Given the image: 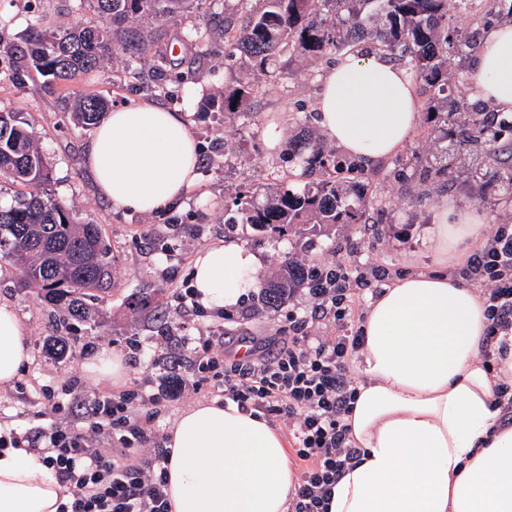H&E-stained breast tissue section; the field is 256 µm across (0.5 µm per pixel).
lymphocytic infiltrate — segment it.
<instances>
[{
  "label": "lymphocytic infiltrate",
  "mask_w": 512,
  "mask_h": 512,
  "mask_svg": "<svg viewBox=\"0 0 512 512\" xmlns=\"http://www.w3.org/2000/svg\"><path fill=\"white\" fill-rule=\"evenodd\" d=\"M466 279L484 284L488 325L484 361H491L497 337L512 333V225H496L489 243L470 256ZM342 263L317 268L307 285L312 318L288 317V335L272 351L227 359L203 338L202 354L189 378L172 377L165 389L133 388L112 397H82L76 383L46 391L49 421L0 435V448L48 453L57 481L67 487L60 512H169L164 492L168 451L156 434L155 419L186 389L210 387L213 394L283 423L296 457L305 465L288 512H325L332 485L358 456L344 422L357 395L348 372L359 333L326 339L308 333L310 321L343 322L352 311V286H365ZM80 402L83 422L65 420Z\"/></svg>",
  "instance_id": "obj_1"
}]
</instances>
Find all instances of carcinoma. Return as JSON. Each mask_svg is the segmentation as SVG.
Returning a JSON list of instances; mask_svg holds the SVG:
<instances>
[{"instance_id":"carcinoma-1","label":"carcinoma","mask_w":512,"mask_h":512,"mask_svg":"<svg viewBox=\"0 0 512 512\" xmlns=\"http://www.w3.org/2000/svg\"><path fill=\"white\" fill-rule=\"evenodd\" d=\"M95 19L70 26L33 28L21 45L0 44V55L19 61L18 68H33L48 78V88L81 74L101 69L116 54L145 58L154 41L149 28L178 24L195 0H80ZM244 25L224 23V40L234 42L262 69L285 49L320 55L337 49L348 37L371 35L384 50L397 55L426 85L448 91L443 82V56L448 48L477 49V43L461 40L448 27V14L466 0H263ZM254 92L251 86L236 88L224 96L226 112L240 111ZM107 102L85 95L71 106L74 120L95 125L107 112ZM512 126L482 120L474 122L467 138L486 153L504 151ZM305 167L320 179L301 191L282 183L263 188L266 201L257 205L253 196L233 200L228 223L248 224L259 231L280 234L298 224H361L370 207L363 186L344 176L359 165L324 152L309 142ZM0 178L21 182L30 191L8 207L0 206V261L13 266L24 284H34L55 304L82 306L89 291L103 286L112 252L101 226L81 224L73 211L43 189L48 169L27 129L21 112H0ZM278 273L261 282L258 300L276 311L294 288L304 283L312 266L291 257L277 261Z\"/></svg>"}]
</instances>
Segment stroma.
I'll return each mask as SVG.
<instances>
[{"mask_svg":"<svg viewBox=\"0 0 512 512\" xmlns=\"http://www.w3.org/2000/svg\"><path fill=\"white\" fill-rule=\"evenodd\" d=\"M89 17L77 0H0V42L20 43L40 22L68 25ZM244 18L238 0H200L157 43L172 49L175 70L158 74L152 60L120 56L50 92L39 74L16 73L14 60L0 56V112H24L48 164L46 191L83 221L100 225L112 250L111 278L90 299L89 321L72 316L66 306L47 303L39 288L20 285L17 270L0 262V304L10 305L24 325L31 353L22 376L0 386V425H36L44 409L42 388H59L68 378L87 395L118 393L120 387L87 375L84 342L122 353L123 385L153 392L171 374L190 372L199 339L210 330L222 331L225 351L240 353L253 344L267 346L287 330V312L311 314L313 303L303 287L273 314L253 293L222 310L177 300V293L191 287L192 264L207 247L231 241L251 250L265 277L274 271L276 258L285 255L316 266L346 263L354 274L373 280L371 288L354 294L360 319L384 282L437 269L432 233L441 202L478 211L490 226L512 225V196L484 187L485 174L496 166L493 158L446 135L464 125L476 107L466 80L472 58L453 51L446 78L448 98L458 102L459 111L435 109L429 92L419 91L420 119L411 140L358 176L372 202L365 223L303 224L280 237L226 223L224 209L238 191L282 180L296 189L311 184L301 159L288 158L285 148L305 135L321 139L315 104L322 75L337 58L333 51L285 54L259 69L243 56H229L224 47L225 22L238 24ZM511 22L512 0H499L492 12L485 0H468L453 19L460 32L481 37L490 26ZM198 24L206 27V37L185 40V32ZM243 84L258 89L246 109L222 110L223 93ZM88 93L113 106L134 97L151 99L185 114L200 146V177L182 204L149 215L121 213L98 194L84 165L93 130L75 124L67 110L75 95ZM141 298L148 300L147 308H135ZM53 336L69 347L64 359L48 358L43 350ZM134 339L149 353L138 363L129 347Z\"/></svg>","mask_w":512,"mask_h":512,"instance_id":"35a3bbf8","label":"stroma"}]
</instances>
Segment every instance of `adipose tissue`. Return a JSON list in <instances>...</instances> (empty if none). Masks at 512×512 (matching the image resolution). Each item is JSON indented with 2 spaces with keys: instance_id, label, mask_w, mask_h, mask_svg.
I'll return each instance as SVG.
<instances>
[{
  "instance_id": "adipose-tissue-1",
  "label": "adipose tissue",
  "mask_w": 512,
  "mask_h": 512,
  "mask_svg": "<svg viewBox=\"0 0 512 512\" xmlns=\"http://www.w3.org/2000/svg\"><path fill=\"white\" fill-rule=\"evenodd\" d=\"M473 97L512 114V24L491 29L471 63ZM324 136L365 167L397 154L419 119L405 68L368 45L339 57L316 102ZM97 192L117 211L177 205L198 181L199 156L184 115L149 100L115 107L85 153ZM435 238L448 256L449 228L476 238L484 218L445 207ZM261 282L260 261L236 244L200 251L192 284L207 308L238 305ZM483 298L444 272H411L384 287L360 325L362 375L349 439L360 454L332 488L327 512H512V425L494 406L512 385V335L483 367ZM30 359L25 330L0 305V384ZM165 493L171 512H287L299 473L265 418L234 403L199 402L169 431ZM67 498L45 454L0 448V512H58Z\"/></svg>"
}]
</instances>
